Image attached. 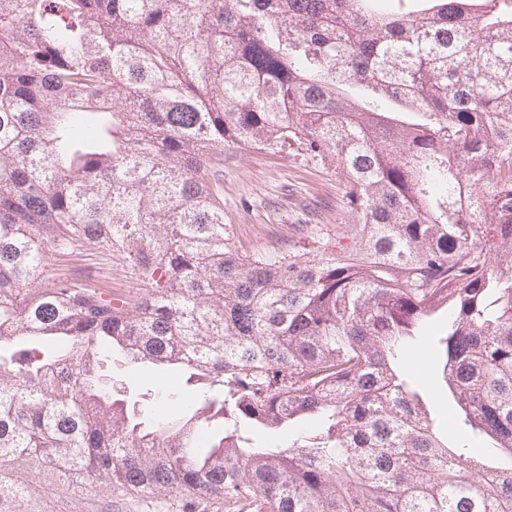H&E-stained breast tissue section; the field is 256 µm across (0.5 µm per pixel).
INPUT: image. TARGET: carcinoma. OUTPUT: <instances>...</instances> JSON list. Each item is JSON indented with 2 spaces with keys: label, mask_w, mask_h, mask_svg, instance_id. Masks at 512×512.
<instances>
[{
  "label": "carcinoma",
  "mask_w": 512,
  "mask_h": 512,
  "mask_svg": "<svg viewBox=\"0 0 512 512\" xmlns=\"http://www.w3.org/2000/svg\"><path fill=\"white\" fill-rule=\"evenodd\" d=\"M226 145L335 168L346 232L230 247ZM88 251L144 294L45 274ZM48 476L512 512V0H0V512ZM421 359H422V367L419 369V373L421 375L425 376L423 378V382L428 386L429 389L432 390L433 393H435L434 398L437 403V408H439V411L442 413L444 420L449 424L453 421V419H452L453 413L452 412H455L453 403L451 400L448 399V396L443 391L442 387L431 384L430 377H431L432 372L430 374H428L430 371L431 364L434 361V357H433V355L430 356L426 352L423 354ZM435 389H437L440 393H437V390H435Z\"/></svg>",
  "instance_id": "cac0c4a2"
}]
</instances>
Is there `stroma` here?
I'll return each instance as SVG.
<instances>
[{
    "label": "stroma",
    "mask_w": 512,
    "mask_h": 512,
    "mask_svg": "<svg viewBox=\"0 0 512 512\" xmlns=\"http://www.w3.org/2000/svg\"><path fill=\"white\" fill-rule=\"evenodd\" d=\"M216 176L223 188L224 222L230 245L243 254L311 246L349 218L333 167L292 149L279 155L226 147ZM48 273L116 296L143 294L145 286L103 252L51 258ZM65 512H161L133 499L112 500L97 487L65 501Z\"/></svg>",
    "instance_id": "stroma-1"
}]
</instances>
